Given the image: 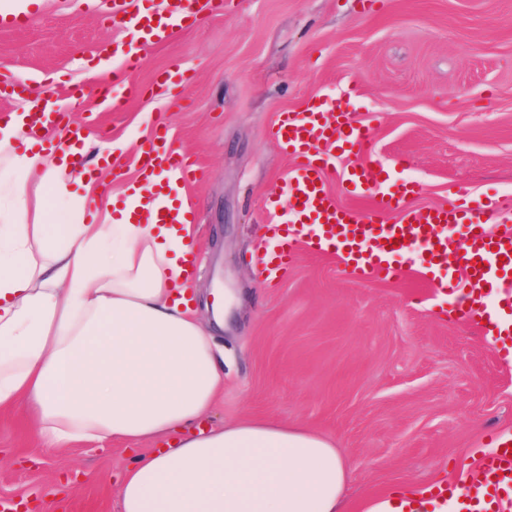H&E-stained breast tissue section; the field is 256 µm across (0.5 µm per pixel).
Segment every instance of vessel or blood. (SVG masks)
Here are the masks:
<instances>
[{
    "label": "vessel or blood",
    "mask_w": 512,
    "mask_h": 512,
    "mask_svg": "<svg viewBox=\"0 0 512 512\" xmlns=\"http://www.w3.org/2000/svg\"><path fill=\"white\" fill-rule=\"evenodd\" d=\"M223 6V0H159L157 9L143 10L135 0H112V21L135 30L144 43L159 44L189 18L217 12ZM121 60L111 76L98 83L99 98L111 100L116 111L123 102L112 97L111 90L138 65L139 56L127 50ZM359 95L354 84L334 102L316 96L277 119L271 137L281 153L292 159L293 167L284 180L281 197L267 204L265 229L272 244L255 253L256 269L268 278L282 277L303 248L317 255L338 254L360 283L380 276L397 279L402 275L398 260L407 243L419 242L424 254L418 276L424 279L446 270L440 287L465 293L457 309L460 320L476 324L495 319L512 334V294L496 293L498 281L512 276V232H487L485 217L495 210V203L460 199L440 206L405 207V199L420 194L423 187L416 181L397 179L395 166L373 159L375 132L361 124L352 109ZM56 117V112L43 109L30 112L25 139L46 138ZM340 156L350 160L342 175L346 191L369 198L368 208L341 206L330 191L328 180ZM139 158L150 172L166 167L189 179L196 176L184 156L154 139L141 147ZM394 211L398 219L388 221V214ZM461 225L467 233L460 245L454 235ZM478 466L490 479L470 481L464 487L465 497L487 501L488 512H512V444L500 443Z\"/></svg>",
    "instance_id": "b4317fda"
}]
</instances>
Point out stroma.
<instances>
[{"label":"stroma","instance_id":"35a3bbf8","mask_svg":"<svg viewBox=\"0 0 512 512\" xmlns=\"http://www.w3.org/2000/svg\"><path fill=\"white\" fill-rule=\"evenodd\" d=\"M28 3L20 26L0 31V85L25 78L60 97L62 125L92 143L79 167L107 144L122 159L107 189L120 192L163 119L170 145L199 169L182 184L198 303L207 314L218 293L232 297L213 328L224 390L205 426L257 417L332 438L351 472L349 512L476 474L512 436V351L460 323L455 295L410 280L361 284L339 258L306 252L272 280L251 256L292 166L274 121L351 81L378 154L403 159L402 177L422 183L414 206L512 202V0H381L369 13L360 0H224L154 47L113 24L110 0ZM112 42L141 58L129 75L140 93L119 112L85 91L98 47ZM175 67L190 73L182 92L153 96L155 72ZM135 452L119 441L49 448L23 407L0 409V499L43 512L55 490L59 512H117Z\"/></svg>","mask_w":512,"mask_h":512}]
</instances>
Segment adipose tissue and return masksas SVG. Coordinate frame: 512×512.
Listing matches in <instances>:
<instances>
[{
	"label": "adipose tissue",
	"instance_id": "1",
	"mask_svg": "<svg viewBox=\"0 0 512 512\" xmlns=\"http://www.w3.org/2000/svg\"><path fill=\"white\" fill-rule=\"evenodd\" d=\"M23 115L0 123V408L24 406L37 439L158 443L137 455L119 512H346L349 475L334 443L251 418L197 430L224 388L214 336L192 305L193 216L181 174L162 169L121 195L71 162L72 149L16 143ZM85 186L99 221L51 200ZM178 209L177 223H145Z\"/></svg>",
	"mask_w": 512,
	"mask_h": 512
}]
</instances>
